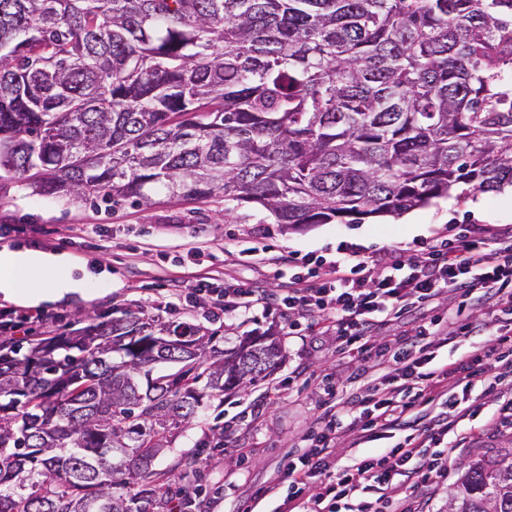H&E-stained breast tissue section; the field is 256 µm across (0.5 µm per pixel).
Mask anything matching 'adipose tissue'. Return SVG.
I'll list each match as a JSON object with an SVG mask.
<instances>
[{
    "instance_id": "1",
    "label": "adipose tissue",
    "mask_w": 512,
    "mask_h": 512,
    "mask_svg": "<svg viewBox=\"0 0 512 512\" xmlns=\"http://www.w3.org/2000/svg\"><path fill=\"white\" fill-rule=\"evenodd\" d=\"M65 264L66 260L61 256L8 249L0 251V296L7 300H27L61 296L77 290V282L54 275L55 270ZM37 268L44 270L46 280L41 287L35 288L29 284L27 272Z\"/></svg>"
}]
</instances>
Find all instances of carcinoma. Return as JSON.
I'll return each instance as SVG.
<instances>
[{"label":"carcinoma","mask_w":512,"mask_h":512,"mask_svg":"<svg viewBox=\"0 0 512 512\" xmlns=\"http://www.w3.org/2000/svg\"><path fill=\"white\" fill-rule=\"evenodd\" d=\"M508 75L512 0H0V180L362 224L512 186ZM283 356L144 311L1 337L0 512H168L171 428ZM451 512H512V448Z\"/></svg>","instance_id":"carcinoma-1"}]
</instances>
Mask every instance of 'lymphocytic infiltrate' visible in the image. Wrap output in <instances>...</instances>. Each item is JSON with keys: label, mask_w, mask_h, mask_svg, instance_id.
<instances>
[{"label": "lymphocytic infiltrate", "mask_w": 512, "mask_h": 512, "mask_svg": "<svg viewBox=\"0 0 512 512\" xmlns=\"http://www.w3.org/2000/svg\"><path fill=\"white\" fill-rule=\"evenodd\" d=\"M287 262L292 274L275 300L289 334H301L306 321L326 324L337 355L360 368L347 389H326L308 446L283 468L287 494L271 483L253 497L277 499L275 512H409L397 490L428 494L448 470L449 450L482 426L512 419V400L491 408L471 397L478 381L491 393L512 380V232L486 237L462 227L450 238L372 256L343 242L333 261L293 252ZM448 292L458 294L457 304L435 312L434 301ZM262 302L240 281L216 292L209 313L244 317ZM394 321L408 324L411 335L387 354L377 337ZM451 344L459 353L436 362V350ZM339 435L355 446L390 445L340 464Z\"/></svg>", "instance_id": "f902f5d3"}]
</instances>
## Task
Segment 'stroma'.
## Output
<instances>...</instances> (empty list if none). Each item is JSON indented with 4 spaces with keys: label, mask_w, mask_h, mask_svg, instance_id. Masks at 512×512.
I'll list each match as a JSON object with an SVG mask.
<instances>
[{
    "label": "stroma",
    "mask_w": 512,
    "mask_h": 512,
    "mask_svg": "<svg viewBox=\"0 0 512 512\" xmlns=\"http://www.w3.org/2000/svg\"><path fill=\"white\" fill-rule=\"evenodd\" d=\"M463 224L478 225L488 237L512 229V190L439 198L396 217L370 218L361 224H313L294 232L253 218L245 224L225 222L220 197L206 203L159 197L147 208L127 203L108 210L81 200L42 196L24 184L4 181L0 248L64 256L67 266L60 269V276L85 280L89 291L35 306L0 299V311L26 318L34 336L78 317H116L141 309L165 321L203 322L228 348L246 332L278 331L284 359L274 373L225 396L223 404H209L154 462L159 479L170 481L174 498L192 500L190 512H237L247 490L279 479L286 454H300L325 388L346 383L359 364L337 356L334 333L324 325L289 335L288 321L273 303L247 318L204 317L210 294L198 291L199 280L211 278L216 288L246 281L271 294L288 280V266L281 261L288 252H312L331 260L337 245L346 241L375 255L451 234ZM200 242L203 252L191 254V247ZM258 243L269 248L271 263L255 264L245 256V248ZM172 294L180 299L175 310L164 305ZM220 413L238 418L230 434L215 427ZM504 448H512L508 425L486 430L451 451L447 474L434 480L430 512H450L468 465ZM193 453L202 460L189 471L184 461Z\"/></svg>",
    "instance_id": "1"
}]
</instances>
